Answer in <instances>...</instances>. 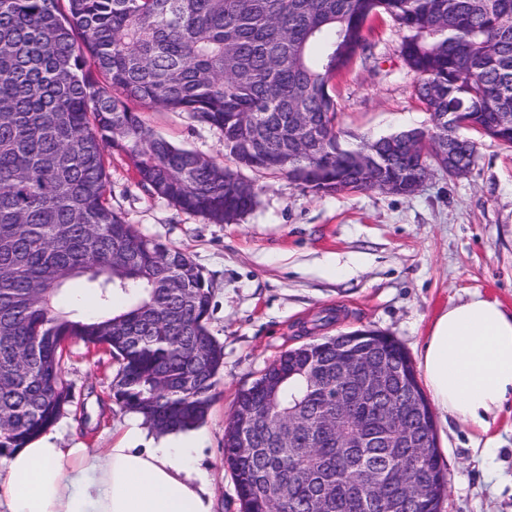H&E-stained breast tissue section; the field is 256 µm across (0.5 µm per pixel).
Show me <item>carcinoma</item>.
<instances>
[{"mask_svg":"<svg viewBox=\"0 0 512 512\" xmlns=\"http://www.w3.org/2000/svg\"><path fill=\"white\" fill-rule=\"evenodd\" d=\"M385 15L432 122L476 159L471 130L512 147V0H0V456L49 431L72 396L65 345L119 364L109 400L162 433L202 424L224 346L212 292L182 249L109 204L107 156L183 212L232 223L258 203L238 170L281 172L315 193L402 187L445 159L415 130L346 146L333 82ZM220 131L221 165L156 134L142 112ZM97 283L104 314L75 318L64 286ZM358 353L389 369L384 402L416 382L405 349L371 330ZM335 338L285 351L236 397L224 464L241 512H390L372 482L434 480L407 512H439L447 477L418 448H338Z\"/></svg>","mask_w":512,"mask_h":512,"instance_id":"carcinoma-1","label":"carcinoma"}]
</instances>
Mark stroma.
Returning a JSON list of instances; mask_svg holds the SVG:
<instances>
[{
	"label": "stroma",
	"mask_w": 512,
	"mask_h": 512,
	"mask_svg": "<svg viewBox=\"0 0 512 512\" xmlns=\"http://www.w3.org/2000/svg\"><path fill=\"white\" fill-rule=\"evenodd\" d=\"M402 34L380 18L349 71L336 82L339 129L379 136L427 125L415 77L401 54ZM144 120L174 144L223 161L220 133L181 112L147 110ZM113 209L139 233L185 250L212 289L209 329L224 346V366L206 421L188 431L201 444L218 512H240L224 465V426L237 392L279 355L324 336L373 330L419 362L429 328L449 305L473 294L512 310V148L478 140L471 172L434 171L411 196L380 190L316 194L288 176L243 171L258 204L233 224L177 210L138 186L124 157L109 158ZM347 274L336 278L331 262ZM118 365L71 343L64 379L74 403L50 433L63 448H108L133 414L101 398ZM447 468L441 512H512V407L488 432L434 419ZM492 442L493 452L478 450Z\"/></svg>",
	"instance_id": "stroma-1"
}]
</instances>
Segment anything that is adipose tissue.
<instances>
[{
	"label": "adipose tissue",
	"instance_id": "1",
	"mask_svg": "<svg viewBox=\"0 0 512 512\" xmlns=\"http://www.w3.org/2000/svg\"><path fill=\"white\" fill-rule=\"evenodd\" d=\"M420 365L443 416L488 431L512 405V312L478 293L448 306ZM197 457L193 444L155 441L135 424L98 451L34 440L0 459V512H216Z\"/></svg>",
	"mask_w": 512,
	"mask_h": 512
}]
</instances>
